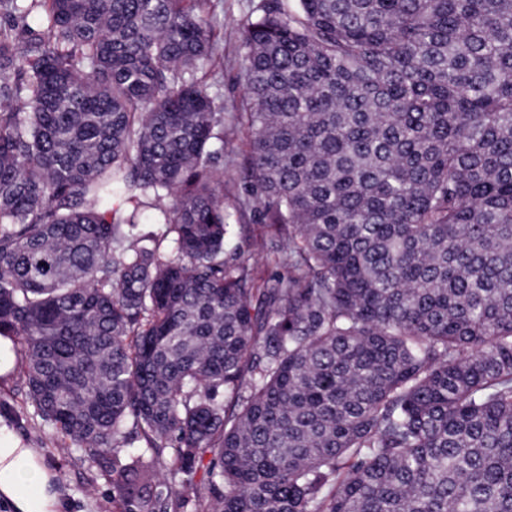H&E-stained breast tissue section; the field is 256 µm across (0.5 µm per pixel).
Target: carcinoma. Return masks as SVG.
<instances>
[{"label":"carcinoma","instance_id":"obj_1","mask_svg":"<svg viewBox=\"0 0 512 512\" xmlns=\"http://www.w3.org/2000/svg\"><path fill=\"white\" fill-rule=\"evenodd\" d=\"M0 14V336L119 512H512V0H262L228 116L209 0ZM249 151V136L247 131L242 129L230 145L224 146V166L227 167V179L235 184L240 191L251 193L255 189L253 182L245 177L241 169V163ZM238 224H244L240 229L239 236L251 241L261 238L268 239L272 234L271 229L268 227V222L258 215L247 216L244 221Z\"/></svg>","mask_w":512,"mask_h":512}]
</instances>
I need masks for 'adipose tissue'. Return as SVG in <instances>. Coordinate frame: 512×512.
Wrapping results in <instances>:
<instances>
[{"mask_svg": "<svg viewBox=\"0 0 512 512\" xmlns=\"http://www.w3.org/2000/svg\"><path fill=\"white\" fill-rule=\"evenodd\" d=\"M55 469L40 449L29 447L0 416V512H61Z\"/></svg>", "mask_w": 512, "mask_h": 512, "instance_id": "1", "label": "adipose tissue"}]
</instances>
